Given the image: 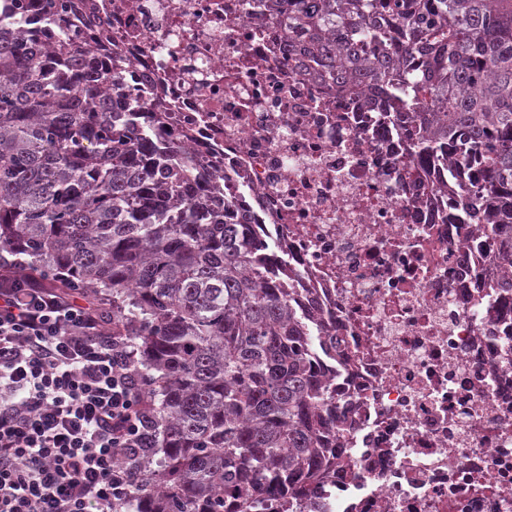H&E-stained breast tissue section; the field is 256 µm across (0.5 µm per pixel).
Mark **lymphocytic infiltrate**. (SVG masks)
<instances>
[{
    "mask_svg": "<svg viewBox=\"0 0 512 512\" xmlns=\"http://www.w3.org/2000/svg\"><path fill=\"white\" fill-rule=\"evenodd\" d=\"M16 267L0 255V512H116L142 484L131 345Z\"/></svg>",
    "mask_w": 512,
    "mask_h": 512,
    "instance_id": "1",
    "label": "lymphocytic infiltrate"
}]
</instances>
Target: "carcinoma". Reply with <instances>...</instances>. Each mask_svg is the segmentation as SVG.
<instances>
[{"label": "carcinoma", "mask_w": 512, "mask_h": 512, "mask_svg": "<svg viewBox=\"0 0 512 512\" xmlns=\"http://www.w3.org/2000/svg\"><path fill=\"white\" fill-rule=\"evenodd\" d=\"M305 74L415 123L413 152L490 174L483 222L512 257V0H287ZM0 23V250L83 288L136 350L153 456L119 512H318L336 466L319 335L268 276L243 213L223 216L170 150L120 109L82 56Z\"/></svg>", "instance_id": "cac0c4a2"}]
</instances>
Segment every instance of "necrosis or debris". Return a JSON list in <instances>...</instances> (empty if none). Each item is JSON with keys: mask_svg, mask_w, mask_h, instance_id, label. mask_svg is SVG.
I'll return each instance as SVG.
<instances>
[{"mask_svg": "<svg viewBox=\"0 0 512 512\" xmlns=\"http://www.w3.org/2000/svg\"><path fill=\"white\" fill-rule=\"evenodd\" d=\"M23 2L46 74L91 53L314 301L350 465L325 512H512V293L458 194L474 171L411 162L388 116L303 74L262 0Z\"/></svg>", "mask_w": 512, "mask_h": 512, "instance_id": "1", "label": "necrosis or debris"}]
</instances>
